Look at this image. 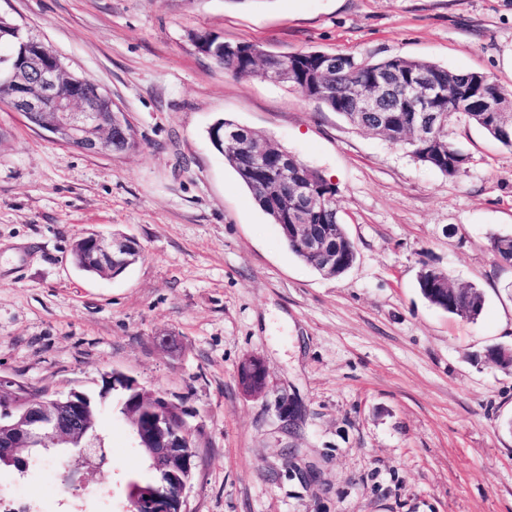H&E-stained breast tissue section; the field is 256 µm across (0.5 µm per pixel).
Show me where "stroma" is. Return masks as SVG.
<instances>
[{"label": "stroma", "mask_w": 512, "mask_h": 512, "mask_svg": "<svg viewBox=\"0 0 512 512\" xmlns=\"http://www.w3.org/2000/svg\"><path fill=\"white\" fill-rule=\"evenodd\" d=\"M0 17L98 83L135 149L94 155L0 103V375L98 394L118 371L184 410L196 444L190 512H512V150L476 126L451 179L282 84L200 54L207 31L277 56L401 55L512 90V0H0ZM229 119L338 189L357 249L343 275L296 258L208 131ZM122 234L142 250L121 275L77 269L73 242ZM477 286L469 320L427 302L423 266ZM265 369L245 392L238 369ZM108 462L83 485L52 457L0 491L30 512H127L146 466L105 403Z\"/></svg>", "instance_id": "stroma-1"}]
</instances>
